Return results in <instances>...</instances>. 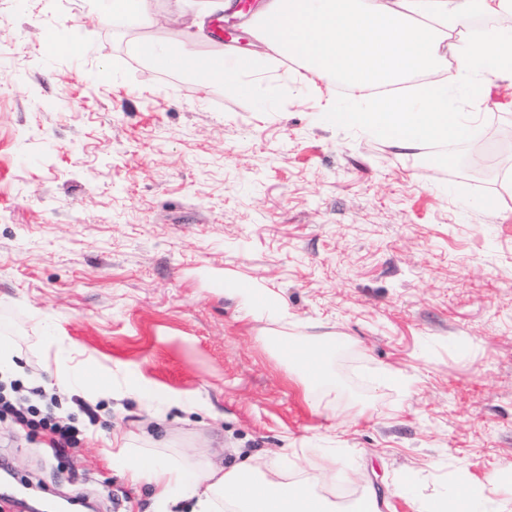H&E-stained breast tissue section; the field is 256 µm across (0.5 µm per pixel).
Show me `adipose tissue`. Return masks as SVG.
Wrapping results in <instances>:
<instances>
[{"instance_id": "adipose-tissue-1", "label": "adipose tissue", "mask_w": 512, "mask_h": 512, "mask_svg": "<svg viewBox=\"0 0 512 512\" xmlns=\"http://www.w3.org/2000/svg\"><path fill=\"white\" fill-rule=\"evenodd\" d=\"M479 14L492 16L493 25L473 30ZM252 25L267 48L264 56H204L153 41L139 42L136 51L157 69L198 74L236 95L249 94L278 58L295 57L310 90L340 82L351 92V104L340 106L331 98L325 103L336 124L381 137L404 155L468 137L470 115L459 111L454 93L490 105L498 82L512 81V0H267ZM407 82L411 92L396 94L397 85ZM281 347L302 383L325 386L321 338L285 341ZM89 368L86 362L58 360L55 383L103 398L131 388L148 406L162 398L150 386L130 387L125 375L91 380ZM116 459L133 482L156 487L158 512H171L184 500L193 501L192 512H382L371 490L345 508L319 494V486L336 481L332 456L304 480L289 482L267 479L259 459L200 473L126 447ZM411 507L413 512H512V487L500 485L497 476L461 470L451 477L447 493L412 500Z\"/></svg>"}]
</instances>
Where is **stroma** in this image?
<instances>
[{
	"instance_id": "obj_1",
	"label": "stroma",
	"mask_w": 512,
	"mask_h": 512,
	"mask_svg": "<svg viewBox=\"0 0 512 512\" xmlns=\"http://www.w3.org/2000/svg\"><path fill=\"white\" fill-rule=\"evenodd\" d=\"M94 3L0 0V339L22 391L56 395L79 429L54 450L48 430L0 418V462L98 512L156 509L113 460L117 433L189 466L260 456L274 481L333 454L383 512L464 468L512 483V111L479 106L468 139L403 156L336 126L296 58L239 96L135 54L224 51L188 41L207 0H145L149 25L94 22ZM54 336L197 409L158 421L126 392L88 422L48 383ZM303 336L331 345V405L277 349Z\"/></svg>"
}]
</instances>
